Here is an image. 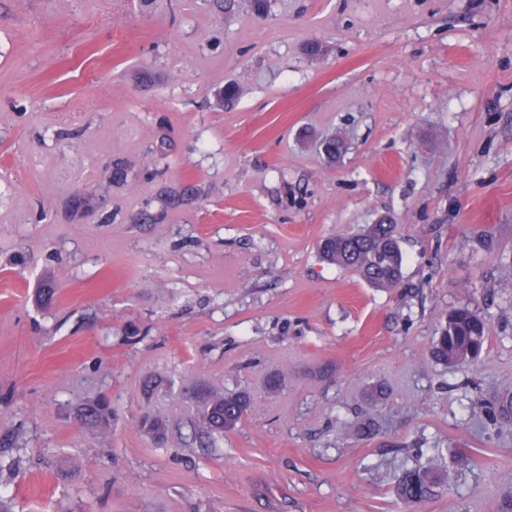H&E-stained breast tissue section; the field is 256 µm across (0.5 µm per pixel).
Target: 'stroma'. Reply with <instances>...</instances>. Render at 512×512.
I'll list each match as a JSON object with an SVG mask.
<instances>
[{
	"mask_svg": "<svg viewBox=\"0 0 512 512\" xmlns=\"http://www.w3.org/2000/svg\"><path fill=\"white\" fill-rule=\"evenodd\" d=\"M117 160L158 174L112 183ZM384 216L401 287L321 260ZM509 275L512 0H0L12 512H501L512 421L474 400L512 391ZM463 305L489 346L447 368L431 344ZM201 387L250 400L209 448ZM100 401L105 427L80 416ZM409 448L453 469L418 509Z\"/></svg>",
	"mask_w": 512,
	"mask_h": 512,
	"instance_id": "35a3bbf8",
	"label": "stroma"
}]
</instances>
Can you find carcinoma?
Segmentation results:
<instances>
[{
  "mask_svg": "<svg viewBox=\"0 0 512 512\" xmlns=\"http://www.w3.org/2000/svg\"><path fill=\"white\" fill-rule=\"evenodd\" d=\"M345 143L343 137L331 135L321 143L327 159L334 161L336 150ZM320 257L327 263L351 270L374 288H398L403 282L404 255L398 225L367 224L359 231L323 239ZM490 331L487 320L469 309L458 308L435 340L432 357L444 366H454L478 359L487 349ZM204 408L195 426L196 439L209 445L213 436L232 431L242 422L248 408L244 397L207 391ZM475 405L485 409L489 421H512V393L493 399L477 398ZM447 483V475L429 465L415 462L405 468L398 479V494L406 504L417 505L435 496L436 489Z\"/></svg>",
  "mask_w": 512,
  "mask_h": 512,
  "instance_id": "1",
  "label": "carcinoma"
}]
</instances>
